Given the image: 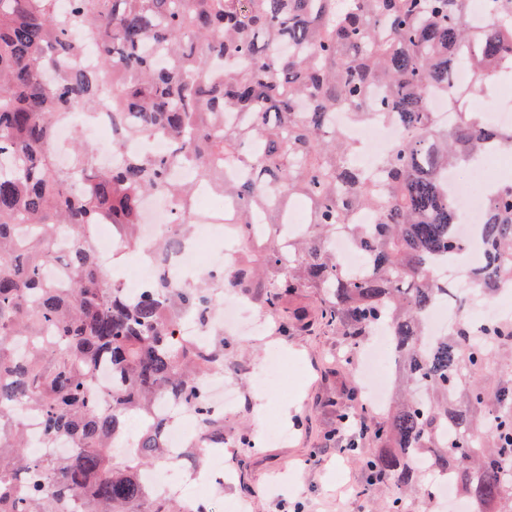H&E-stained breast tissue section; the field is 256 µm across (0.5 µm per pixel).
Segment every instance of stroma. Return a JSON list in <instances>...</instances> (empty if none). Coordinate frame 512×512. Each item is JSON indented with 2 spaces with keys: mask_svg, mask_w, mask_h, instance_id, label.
<instances>
[{
  "mask_svg": "<svg viewBox=\"0 0 512 512\" xmlns=\"http://www.w3.org/2000/svg\"><path fill=\"white\" fill-rule=\"evenodd\" d=\"M319 300L316 289L304 288L275 315L255 304L264 332L226 336L224 374L238 381L240 402L224 417L228 479L212 512H224L225 502L236 499L247 500L249 512H374L401 494L393 483L369 486L361 461L346 451L360 436L339 423V415L380 417L384 409L361 386L363 349L321 322ZM274 349L286 358L277 387L262 379ZM281 423L293 432L288 442H269L259 451L239 442L240 435Z\"/></svg>",
  "mask_w": 512,
  "mask_h": 512,
  "instance_id": "stroma-1",
  "label": "stroma"
}]
</instances>
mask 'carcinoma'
Returning <instances> with one entry per match:
<instances>
[{
  "mask_svg": "<svg viewBox=\"0 0 512 512\" xmlns=\"http://www.w3.org/2000/svg\"><path fill=\"white\" fill-rule=\"evenodd\" d=\"M470 2L0 0V512H185L142 470L172 461L154 415L163 398L196 418L203 441L190 451L224 447V419L198 386L224 369V335L201 353L178 331L222 285L267 288L271 308L317 288L321 318L353 345L386 329L406 398L381 421L360 418L375 448L362 457L371 479L408 487L449 474L468 512H512V317L463 320L439 336L426 325L430 310L468 303L438 277L437 261L465 247L445 173L512 145V127L468 107L492 78L512 79V0H492L484 22L468 20ZM81 39L98 47V67L65 64ZM458 66L472 82L452 90ZM434 95L458 114L453 128L428 108ZM103 105L113 144L163 134L171 150L107 169L75 140L60 165L57 126L76 107L88 116ZM338 109L407 130L378 173L355 163L360 146L336 129ZM195 179L234 203L224 223L242 248L259 244V267L210 269L182 290L158 280L137 298L105 286L92 226L111 222L121 250L136 252L143 200L178 198L185 228ZM293 199L309 223L281 239ZM338 234L369 273L336 259ZM482 235L487 258L467 280L490 300L512 287V180L490 190ZM62 251L72 288L43 274ZM491 362L501 379L488 388L479 376ZM103 366L118 379L108 409ZM28 409L45 447L74 450L30 456Z\"/></svg>",
  "mask_w": 512,
  "mask_h": 512,
  "instance_id": "1",
  "label": "carcinoma"
}]
</instances>
